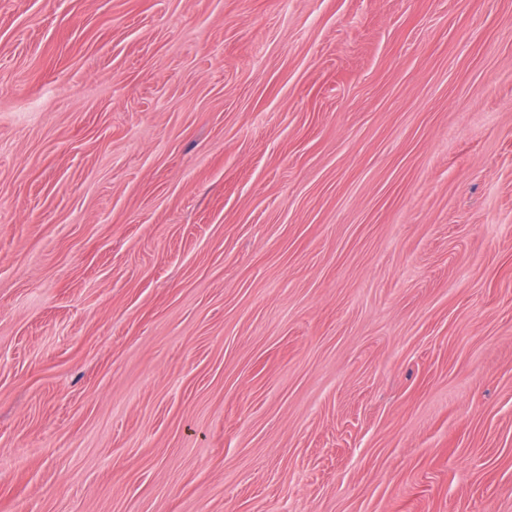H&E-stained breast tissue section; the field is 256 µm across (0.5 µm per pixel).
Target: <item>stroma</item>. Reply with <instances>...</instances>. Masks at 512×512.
I'll return each instance as SVG.
<instances>
[{
    "instance_id": "35a3bbf8",
    "label": "stroma",
    "mask_w": 512,
    "mask_h": 512,
    "mask_svg": "<svg viewBox=\"0 0 512 512\" xmlns=\"http://www.w3.org/2000/svg\"><path fill=\"white\" fill-rule=\"evenodd\" d=\"M0 512H512V0H0Z\"/></svg>"
}]
</instances>
